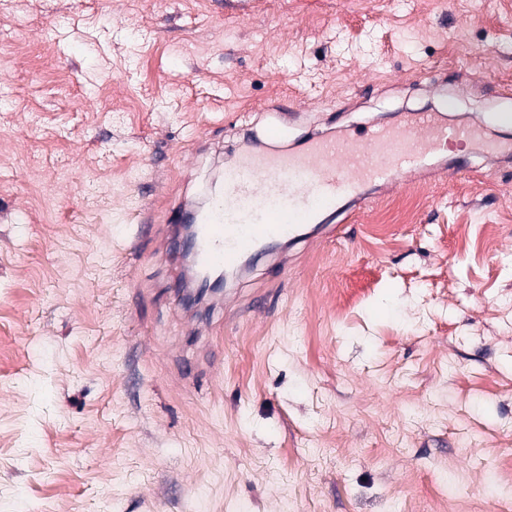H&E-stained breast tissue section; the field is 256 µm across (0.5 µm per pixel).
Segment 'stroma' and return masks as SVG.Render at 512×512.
Masks as SVG:
<instances>
[{"label":"stroma","mask_w":512,"mask_h":512,"mask_svg":"<svg viewBox=\"0 0 512 512\" xmlns=\"http://www.w3.org/2000/svg\"><path fill=\"white\" fill-rule=\"evenodd\" d=\"M447 111L473 176L246 259L202 307L139 212ZM512 0H0V512H494L512 483Z\"/></svg>","instance_id":"1"}]
</instances>
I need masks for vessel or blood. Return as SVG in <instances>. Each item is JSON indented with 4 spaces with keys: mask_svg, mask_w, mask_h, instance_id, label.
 Wrapping results in <instances>:
<instances>
[{
    "mask_svg": "<svg viewBox=\"0 0 512 512\" xmlns=\"http://www.w3.org/2000/svg\"><path fill=\"white\" fill-rule=\"evenodd\" d=\"M473 134L441 113L422 112L410 124L369 135L312 140L290 152L245 153L207 204L178 207L183 223L196 227L194 266L221 271L259 244L295 240L303 225L333 215L342 198L363 202L364 184L421 172L435 154Z\"/></svg>",
    "mask_w": 512,
    "mask_h": 512,
    "instance_id": "obj_1",
    "label": "vessel or blood"
}]
</instances>
